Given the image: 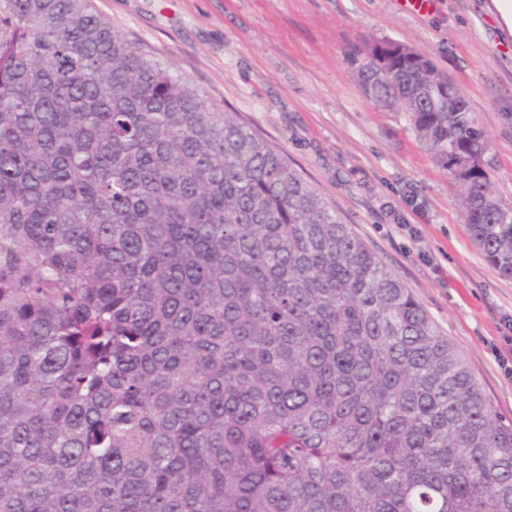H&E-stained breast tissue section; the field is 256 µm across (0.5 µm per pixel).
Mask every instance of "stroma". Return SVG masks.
Instances as JSON below:
<instances>
[{
    "mask_svg": "<svg viewBox=\"0 0 512 512\" xmlns=\"http://www.w3.org/2000/svg\"><path fill=\"white\" fill-rule=\"evenodd\" d=\"M151 59L276 149L421 302L505 419L512 378L494 352L512 330V279L483 258L447 171L403 112L362 93L353 48L389 39L461 90L512 205V37L490 0H93Z\"/></svg>",
    "mask_w": 512,
    "mask_h": 512,
    "instance_id": "1",
    "label": "stroma"
}]
</instances>
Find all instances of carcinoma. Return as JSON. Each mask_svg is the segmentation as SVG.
Segmentation results:
<instances>
[{
  "mask_svg": "<svg viewBox=\"0 0 512 512\" xmlns=\"http://www.w3.org/2000/svg\"><path fill=\"white\" fill-rule=\"evenodd\" d=\"M351 63L511 279L457 86ZM0 512H512V421L422 304L92 0H0Z\"/></svg>",
  "mask_w": 512,
  "mask_h": 512,
  "instance_id": "1",
  "label": "carcinoma"
}]
</instances>
